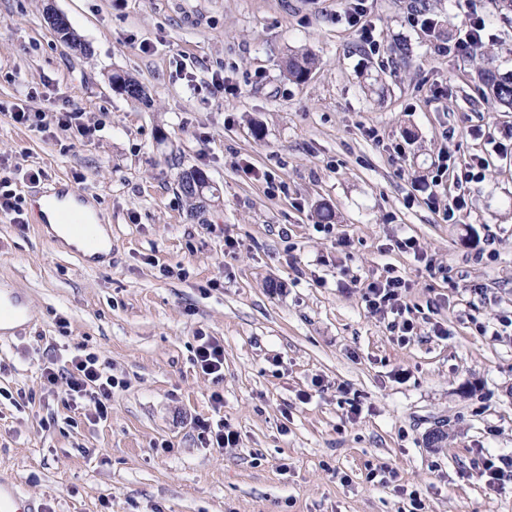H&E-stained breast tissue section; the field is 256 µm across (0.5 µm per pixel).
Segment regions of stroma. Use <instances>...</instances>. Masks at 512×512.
Returning a JSON list of instances; mask_svg holds the SVG:
<instances>
[{
  "instance_id": "1",
  "label": "stroma",
  "mask_w": 512,
  "mask_h": 512,
  "mask_svg": "<svg viewBox=\"0 0 512 512\" xmlns=\"http://www.w3.org/2000/svg\"><path fill=\"white\" fill-rule=\"evenodd\" d=\"M359 2L378 52L346 0H0V180L25 219L0 211V289L32 309L0 343V478L42 512H402L398 484L425 512H512V483L481 475L512 456V111L478 73H512V11ZM50 6L90 54L58 40ZM476 15L495 36L486 58L439 54ZM305 53L317 65L289 79ZM18 104L93 132L17 124ZM443 163L433 205L416 187ZM194 168L212 189L193 210L178 182ZM67 187L106 224L104 257L37 223L40 196ZM389 268L416 324L404 340L363 302ZM202 335L224 346L222 379L194 362ZM88 351L119 382L100 421L42 376ZM219 417L238 447H202L196 421ZM381 469L394 485L369 479ZM355 6V8L347 12V23L359 32L361 47L365 51L375 52L378 50L379 44L374 37V25L365 18V13L358 8V5ZM495 461L486 459L483 462L482 476L485 477V485L490 490H495L504 485L506 481L512 482V457L502 456Z\"/></svg>"
}]
</instances>
